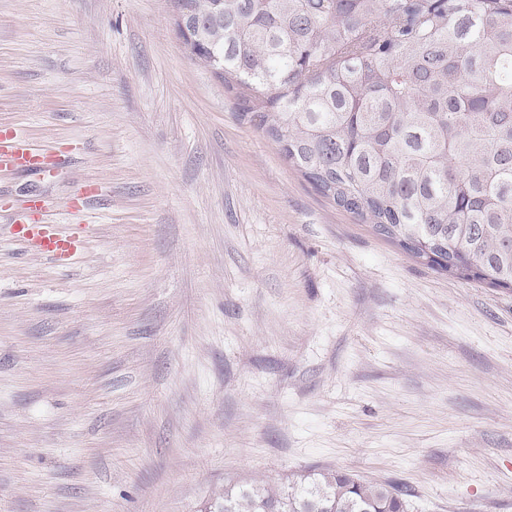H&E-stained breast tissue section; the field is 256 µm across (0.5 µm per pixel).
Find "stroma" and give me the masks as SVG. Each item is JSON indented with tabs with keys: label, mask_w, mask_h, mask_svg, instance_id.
<instances>
[{
	"label": "stroma",
	"mask_w": 512,
	"mask_h": 512,
	"mask_svg": "<svg viewBox=\"0 0 512 512\" xmlns=\"http://www.w3.org/2000/svg\"><path fill=\"white\" fill-rule=\"evenodd\" d=\"M0 127L61 157L0 178V512H204L326 468L512 512V290L317 193L171 0H0ZM86 177L73 264L11 242Z\"/></svg>",
	"instance_id": "obj_1"
}]
</instances>
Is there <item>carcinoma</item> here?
I'll return each instance as SVG.
<instances>
[{
	"instance_id": "1",
	"label": "carcinoma",
	"mask_w": 512,
	"mask_h": 512,
	"mask_svg": "<svg viewBox=\"0 0 512 512\" xmlns=\"http://www.w3.org/2000/svg\"><path fill=\"white\" fill-rule=\"evenodd\" d=\"M241 116L333 204L431 268L512 288V0H173ZM341 469L224 488L205 512H408Z\"/></svg>"
}]
</instances>
